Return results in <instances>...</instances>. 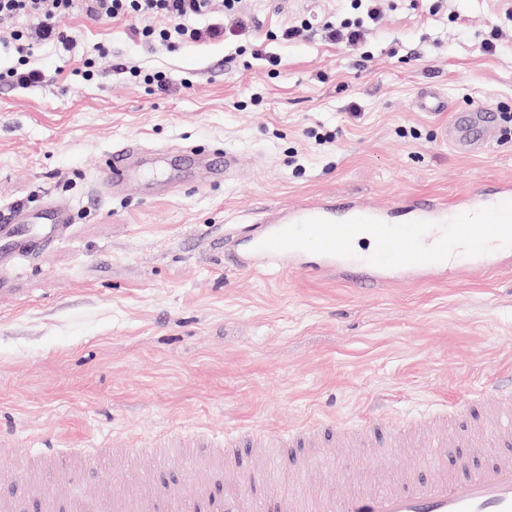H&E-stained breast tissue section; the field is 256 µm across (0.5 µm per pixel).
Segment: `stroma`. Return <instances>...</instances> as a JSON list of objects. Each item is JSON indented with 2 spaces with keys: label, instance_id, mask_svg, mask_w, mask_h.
<instances>
[{
  "label": "stroma",
  "instance_id": "1",
  "mask_svg": "<svg viewBox=\"0 0 512 512\" xmlns=\"http://www.w3.org/2000/svg\"><path fill=\"white\" fill-rule=\"evenodd\" d=\"M387 0L364 61L312 35L268 41L304 13L346 0H243L277 69L227 43L147 50L125 21L58 18L81 45L39 46L44 79L0 84V213L45 203L71 222L34 256L0 272V449L33 457L45 439L74 451L113 449L101 469L74 463L78 496L126 471L122 501L162 497L182 480L202 488L213 464L179 454L191 440L221 447L247 427L288 430L372 413L422 420L512 374V253L493 271L364 288L351 272L302 263L250 265L240 229L304 201L408 195L454 201L512 183V140L480 153L442 139L450 110L512 107V31L494 53L482 38L512 0ZM98 72L84 81L86 66ZM171 74L168 88L135 83L123 67ZM434 88L445 112L415 101ZM359 111H351V104ZM144 158L111 184L112 148ZM187 147L235 153L236 170L202 181L179 161ZM168 447L166 478L130 448ZM277 488L338 498L332 457Z\"/></svg>",
  "mask_w": 512,
  "mask_h": 512
}]
</instances>
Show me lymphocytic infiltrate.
Instances as JSON below:
<instances>
[{"mask_svg": "<svg viewBox=\"0 0 512 512\" xmlns=\"http://www.w3.org/2000/svg\"><path fill=\"white\" fill-rule=\"evenodd\" d=\"M239 0H0V34L8 38L18 55L17 67L0 72V81L19 88L36 86L41 72L29 65L37 45L57 42L77 45L75 36L57 29L55 20L63 14H81L97 19H121L132 24V32L147 47L163 45L173 50L189 43L220 41L225 24L242 33L254 27L253 19L241 15ZM384 0H350L349 12L323 21L329 39L361 46L378 24ZM156 17L168 19V26H153Z\"/></svg>", "mask_w": 512, "mask_h": 512, "instance_id": "f902f5d3", "label": "lymphocytic infiltrate"}]
</instances>
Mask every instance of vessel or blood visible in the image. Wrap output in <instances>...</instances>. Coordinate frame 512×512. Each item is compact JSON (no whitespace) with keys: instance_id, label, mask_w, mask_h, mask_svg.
<instances>
[{"instance_id":"b4317fda","label":"vessel or blood","mask_w":512,"mask_h":512,"mask_svg":"<svg viewBox=\"0 0 512 512\" xmlns=\"http://www.w3.org/2000/svg\"><path fill=\"white\" fill-rule=\"evenodd\" d=\"M444 137L464 150H480L496 137L495 115L487 108L457 114ZM138 151L132 142L113 149L103 177L123 178ZM69 222L70 214L64 209L14 208L0 219V265L38 253ZM359 236L372 241V253L357 256L353 241ZM309 240L321 249L326 267L356 268L371 285L423 268L445 271L452 244L459 252L458 265L491 270L497 265L500 247H512V187H500L492 194L468 191L452 203L432 196H407L390 208L361 198L339 207L308 201L279 212L253 231L248 254L254 261L277 266L299 255ZM429 427L426 456L434 469L414 471L392 462V486L354 490L338 500L335 512H512V382L494 380L477 397L457 402L449 417L430 421ZM263 439L284 448L279 462L297 475L314 448L415 445L402 425L377 416L357 428L336 421L297 432L249 428L228 447L209 449L208 454L234 465ZM42 455L52 464L48 483L63 490L65 462L49 446ZM268 482L266 472L257 467L245 472L238 495L208 496L201 489L179 485L171 489L169 500L155 499L144 508L164 512L167 501L173 500L180 512H317L316 500L308 496H285L275 489L258 495L257 486ZM2 489L12 501L35 504L40 512L47 508L42 495L18 477L8 457L0 459Z\"/></svg>"}]
</instances>
